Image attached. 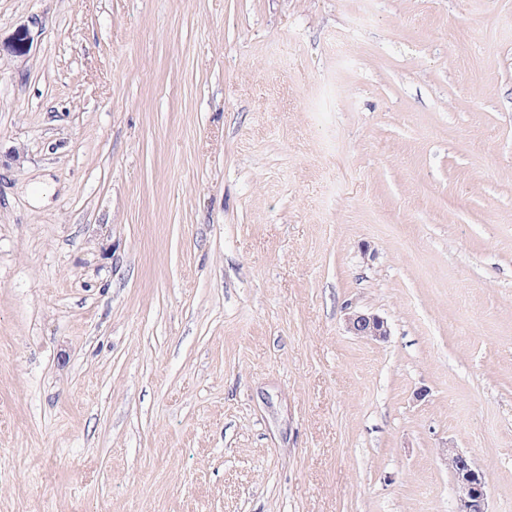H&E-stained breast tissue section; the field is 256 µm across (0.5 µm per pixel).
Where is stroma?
<instances>
[{
  "mask_svg": "<svg viewBox=\"0 0 512 512\" xmlns=\"http://www.w3.org/2000/svg\"><path fill=\"white\" fill-rule=\"evenodd\" d=\"M448 446L512 512V0H0V512H452ZM347 328L355 336L367 340H384L389 335L386 321L377 314L352 311L347 318Z\"/></svg>",
  "mask_w": 512,
  "mask_h": 512,
  "instance_id": "1",
  "label": "stroma"
}]
</instances>
